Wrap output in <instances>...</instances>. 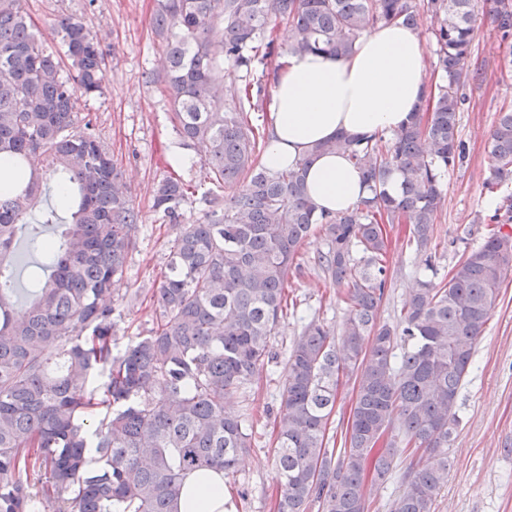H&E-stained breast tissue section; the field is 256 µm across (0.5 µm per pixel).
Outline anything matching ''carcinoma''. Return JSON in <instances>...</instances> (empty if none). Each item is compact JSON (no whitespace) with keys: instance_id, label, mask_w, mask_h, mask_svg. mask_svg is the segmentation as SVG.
<instances>
[{"instance_id":"carcinoma-1","label":"carcinoma","mask_w":512,"mask_h":512,"mask_svg":"<svg viewBox=\"0 0 512 512\" xmlns=\"http://www.w3.org/2000/svg\"><path fill=\"white\" fill-rule=\"evenodd\" d=\"M476 0H155L152 26L165 56L173 128L203 152L211 190L199 220L185 222L189 188L157 181L153 206L175 226L155 290L156 325L117 348L112 284L135 247L139 210L96 125L79 111L104 90L106 59L82 18L56 22L64 57L49 50L23 7L0 0V162L15 173L0 188V512H177L184 480L236 471L251 447L246 420L229 411L239 391L277 358L270 347L283 317L288 273L318 233L320 268L344 289L341 335L312 320L294 339L277 413L276 512H367L372 489L409 464L390 512H432L448 481V446L459 389L512 271V109L489 136L488 196L495 227L450 276L421 280L399 321H380L388 273L386 224H408L406 247L437 274L430 248L443 203L442 173L463 163L462 93L472 80ZM512 71V0H488ZM436 21L435 69L444 81L412 121L365 142L337 137L291 169L260 161L269 136L249 116L263 111L267 59L278 23L285 54L342 57L379 25ZM227 63L244 86L217 77ZM347 155L371 196L354 210L319 212L305 174L323 152ZM56 176L72 219L58 237L32 235L48 264L31 276L26 315L13 312L17 231ZM400 176V192L387 184ZM359 253L356 258L353 253ZM357 395L344 447H327L340 377ZM105 378L98 384L99 378ZM400 416L399 426L393 417Z\"/></svg>"}]
</instances>
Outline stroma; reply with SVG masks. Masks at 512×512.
Instances as JSON below:
<instances>
[{"label": "stroma", "instance_id": "obj_1", "mask_svg": "<svg viewBox=\"0 0 512 512\" xmlns=\"http://www.w3.org/2000/svg\"><path fill=\"white\" fill-rule=\"evenodd\" d=\"M41 38L59 49L53 24L63 15L79 16L98 34L110 52L102 96L80 100L121 169L141 221L136 247L113 297L122 314L117 321L119 346L147 335L156 323L152 293L165 268L174 233L153 207V187L165 176L187 184H206L200 152L190 166L173 163L179 141L173 130L164 84L161 48L152 28L154 0H23ZM473 64L477 73L465 89L459 114V134L466 145L463 165L442 177L444 202L434 224L431 248L439 275H448L465 251L478 245L486 227L483 217L493 202L484 189L489 176L488 138L495 114L512 106V79L500 74L501 51L489 19V8L476 7ZM388 287L381 303V321L394 324L411 288L424 277L405 244V224H390ZM323 238L313 237L302 251L301 269L288 274V295L295 311L281 321L271 346L273 362L242 389L232 405L252 426V446L234 474L226 476L237 512H275V418L286 376V353L304 319L315 317L341 332L348 310L331 278L316 265L325 250ZM459 424L448 449L451 468L434 512H512V273L502 285L497 306L478 339L470 372L458 399Z\"/></svg>", "mask_w": 512, "mask_h": 512}]
</instances>
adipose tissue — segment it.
Listing matches in <instances>:
<instances>
[{
  "label": "adipose tissue",
  "instance_id": "ef3b65f1",
  "mask_svg": "<svg viewBox=\"0 0 512 512\" xmlns=\"http://www.w3.org/2000/svg\"><path fill=\"white\" fill-rule=\"evenodd\" d=\"M425 55L418 30L396 24L360 38L344 57L317 51L288 56L272 78L264 166L276 172L339 135L375 137L409 124L430 94ZM305 187L318 209L332 213L352 210L371 195L360 170L339 153L318 155L306 172ZM233 508L223 474L185 479L178 512Z\"/></svg>",
  "mask_w": 512,
  "mask_h": 512
}]
</instances>
